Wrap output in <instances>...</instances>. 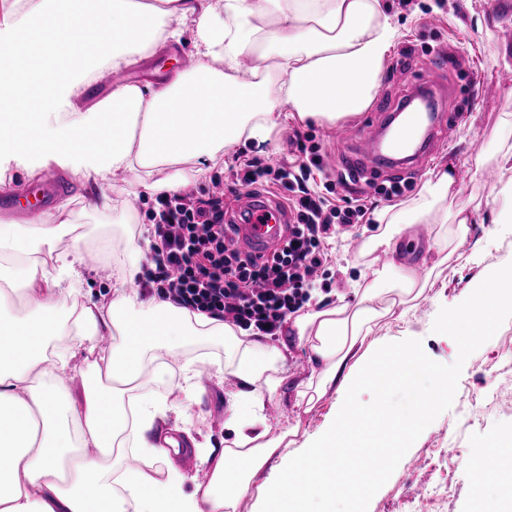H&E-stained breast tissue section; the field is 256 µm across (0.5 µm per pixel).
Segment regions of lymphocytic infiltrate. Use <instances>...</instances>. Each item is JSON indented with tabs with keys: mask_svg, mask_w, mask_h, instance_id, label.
Listing matches in <instances>:
<instances>
[{
	"mask_svg": "<svg viewBox=\"0 0 512 512\" xmlns=\"http://www.w3.org/2000/svg\"><path fill=\"white\" fill-rule=\"evenodd\" d=\"M293 143V161L274 168L254 158L233 180L239 187L265 184L287 193L293 214L288 237L264 260L236 247L224 222L223 195L157 196L148 280L163 298L257 336H278L287 315L304 308L324 261L322 242L337 227L358 223L368 208L357 198L333 204L310 186L323 169L322 152L299 135Z\"/></svg>",
	"mask_w": 512,
	"mask_h": 512,
	"instance_id": "f902f5d3",
	"label": "lymphocytic infiltrate"
}]
</instances>
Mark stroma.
Segmentation results:
<instances>
[{"instance_id": "obj_1", "label": "stroma", "mask_w": 512, "mask_h": 512, "mask_svg": "<svg viewBox=\"0 0 512 512\" xmlns=\"http://www.w3.org/2000/svg\"><path fill=\"white\" fill-rule=\"evenodd\" d=\"M382 6L396 25L398 36L386 55L372 106L395 111L399 100L413 90L430 58L437 56L446 62V77L455 87L448 111L459 117V127L455 139L418 169L389 167L383 175L361 178L344 191L336 184L335 172L316 174V183L329 185L331 193L343 191L371 205L362 223L342 228L325 242L326 259L316 281V293L324 305L331 306L338 304L341 296L350 295L362 276L384 263L432 267L433 275L415 308L406 315L396 308L381 317L364 345L374 348L416 338L422 340L431 359L450 364L458 355L454 340L432 331L439 310L460 304L490 272L512 262V224L495 221L501 207L497 185L472 179L479 168L512 176V164L505 162L499 147L504 125L512 123V89L500 85L506 75H512V43L503 37L504 25H512V0H382ZM477 82L484 87L478 97L473 94ZM331 129L330 122L303 120L290 110H282L268 142L260 145L241 138L213 168L209 180L198 183L196 189L201 192L212 183L232 180L235 171L256 156L276 164L293 159L289 138L296 131L308 135L322 149L334 150L338 159H345L350 145L331 141ZM451 166L457 170V197L473 201L472 224L464 240L449 239L447 225L436 224L425 239L405 231L398 252L391 256L379 250L351 248L352 237L365 239L376 232L379 212L392 204L415 207L423 186L436 181ZM396 178L402 180L404 191L393 200H385L380 190ZM129 180V174L122 171L113 177L106 189L113 206L107 211L87 207L80 182L69 183L70 218L83 224L87 252H100L105 260L110 257V247L127 234L146 237L151 231L154 199L146 194L130 195ZM201 358L224 363L223 342L201 338L164 352L162 359L170 374L165 380L150 382L149 387L171 407L167 427L188 429L197 441H208L219 452L234 439L224 428L228 415L224 384L210 379L188 408L179 388L184 364ZM341 405L340 393L331 387L312 410L296 407L293 395L288 394L280 404L266 405L262 414L269 437H278L295 426L303 440L322 433ZM508 444H512V319L466 360L451 409L411 446L372 498L368 512H479L481 503L492 505L499 500L503 484H512V473H503L499 483L478 491L473 487L469 462L483 448Z\"/></svg>"}]
</instances>
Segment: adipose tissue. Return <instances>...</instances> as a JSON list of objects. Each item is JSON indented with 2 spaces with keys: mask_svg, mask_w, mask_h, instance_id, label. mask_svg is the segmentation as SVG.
Segmentation results:
<instances>
[{
  "mask_svg": "<svg viewBox=\"0 0 512 512\" xmlns=\"http://www.w3.org/2000/svg\"><path fill=\"white\" fill-rule=\"evenodd\" d=\"M96 29L99 49L82 40ZM397 29L380 0H10L0 11V187L12 173L54 167L89 192L88 205L106 210L103 188L116 172L130 174L132 194L177 193L208 180L211 167L244 137L266 143L275 114L333 122L361 112L378 89ZM190 39L195 64L161 84L113 86L82 108L86 82L102 68L125 70ZM252 58L259 76L244 85L235 73ZM126 130L124 138L114 128ZM172 177L159 180V166ZM455 183L445 173L425 185L420 204L379 216L372 249L393 254L409 224H451L466 237L467 203L434 208ZM84 235L71 220L0 224V512H236L253 474L279 450L261 411L277 402L287 381L283 350L243 339L232 325L191 313L137 287L145 249L128 241V263L112 298L84 299L88 271ZM416 267L372 270L357 284L355 303L311 309L293 328L321 371L295 387L296 403L331 385L361 380L377 392L411 383L426 366L410 345L355 354L381 315L386 296L410 303L421 294ZM119 332L104 347L100 336ZM223 338L241 383L230 394L224 427L233 447L195 443L207 484H190L173 463L180 443L159 436L168 406L140 380L147 356L179 347L187 337ZM274 370L264 388L259 375ZM81 381L71 394L59 374ZM138 395L135 448L141 465L117 462L127 427L125 397Z\"/></svg>",
  "mask_w": 512,
  "mask_h": 512,
  "instance_id": "1",
  "label": "adipose tissue"
}]
</instances>
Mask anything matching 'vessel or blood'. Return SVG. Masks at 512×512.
I'll return each mask as SVG.
<instances>
[{
  "label": "vessel or blood",
  "instance_id": "b4317fda",
  "mask_svg": "<svg viewBox=\"0 0 512 512\" xmlns=\"http://www.w3.org/2000/svg\"><path fill=\"white\" fill-rule=\"evenodd\" d=\"M444 66L429 65L416 87L412 90L407 103L402 108V120L394 138H386L375 134L355 135L353 130L343 124L336 125L331 138L335 141L355 139L353 156L350 165L356 172H363L379 165L381 162L406 155H421L422 146L415 138L420 129H428L432 147L438 148L446 144L454 135L457 127L455 120H442L441 113L451 93L447 87L443 73ZM64 185L51 180L32 189L35 201L32 204L20 205L17 199L0 198V215L11 216L25 221H37L46 210L48 203ZM286 230L285 209L282 204L272 200L263 192L252 191L245 217L241 224L235 225L234 236L243 243L253 257H261L270 253Z\"/></svg>",
  "mask_w": 512,
  "mask_h": 512
}]
</instances>
